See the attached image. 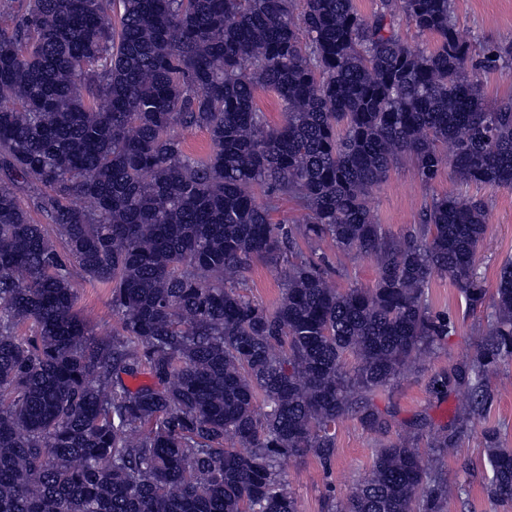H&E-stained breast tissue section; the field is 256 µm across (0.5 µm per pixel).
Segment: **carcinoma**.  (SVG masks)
I'll return each instance as SVG.
<instances>
[{"mask_svg": "<svg viewBox=\"0 0 512 512\" xmlns=\"http://www.w3.org/2000/svg\"><path fill=\"white\" fill-rule=\"evenodd\" d=\"M294 9L0 0V512H296L288 459L328 462L349 414L376 427L369 396L453 331L426 303L433 278L485 305L483 203L433 196L402 239L370 206L404 156L425 185L446 164L512 188V98L485 104L452 0H379L369 18L353 0ZM400 17L437 47L405 44ZM501 62L512 44L484 48L480 66ZM196 128L204 158L180 136ZM275 194L305 220L273 222ZM299 239L371 258L374 285L339 290ZM256 260L281 269L273 311L244 293ZM77 278L110 289L118 327L82 315ZM493 307L460 370L462 425L512 358L511 263ZM418 439L378 449L336 512H443L455 435L435 432L427 456ZM484 439L486 491L512 498V448ZM256 103L271 125H278L282 122L283 115L280 103L272 93L260 91L257 95ZM181 134L188 152L197 156H205L209 152L210 139L205 130L194 129L182 131Z\"/></svg>", "mask_w": 512, "mask_h": 512, "instance_id": "1", "label": "carcinoma"}]
</instances>
